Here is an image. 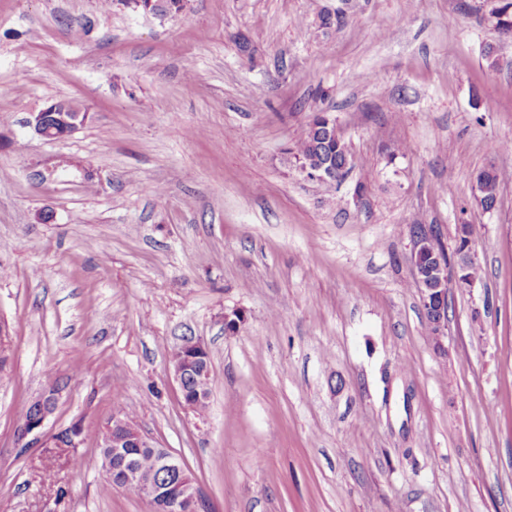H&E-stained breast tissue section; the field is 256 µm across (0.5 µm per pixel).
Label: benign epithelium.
Returning a JSON list of instances; mask_svg holds the SVG:
<instances>
[{
  "mask_svg": "<svg viewBox=\"0 0 512 512\" xmlns=\"http://www.w3.org/2000/svg\"><path fill=\"white\" fill-rule=\"evenodd\" d=\"M90 118L89 112L82 111L65 101H55L37 112L30 113L27 124L38 135L49 141H57L72 136L84 127ZM412 243L411 266L419 285L422 303L431 310V341L437 351L445 353L448 351L445 346L448 311L444 310L440 301L448 296V284L452 279L461 287L473 286L474 280L467 277L469 268L475 263L472 240H467L465 247L456 251L457 260L452 268L449 267L448 261L442 259L440 248L432 234H415ZM429 247L433 248L436 257L435 262L426 267L420 264L419 255ZM178 349L182 355L171 359L173 373L181 387L184 404L190 409L195 408L204 400V393L198 388L190 394L184 390V384L190 375L199 381L211 376L210 354L204 343L193 337L182 340ZM55 406V393L51 391L29 401L31 416L22 422L18 430L19 439L25 442V446L43 443V428L53 414ZM152 447V440L142 434L124 414L112 415V463L103 465L106 478L119 475L123 488L144 495L154 512L159 508L166 512H201L204 501L193 481L190 480L181 486L179 494L172 498L160 483L152 478L144 479L141 472L123 453L125 448ZM157 469L162 473H186L184 463L163 448L157 454Z\"/></svg>",
  "mask_w": 512,
  "mask_h": 512,
  "instance_id": "1",
  "label": "benign epithelium"
}]
</instances>
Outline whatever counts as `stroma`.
<instances>
[{"instance_id": "obj_1", "label": "stroma", "mask_w": 512, "mask_h": 512, "mask_svg": "<svg viewBox=\"0 0 512 512\" xmlns=\"http://www.w3.org/2000/svg\"><path fill=\"white\" fill-rule=\"evenodd\" d=\"M489 8L0 0V512H151L101 490L120 410L212 512H512V45ZM60 100L92 119L50 142L26 120ZM320 110L355 159L330 190L288 154ZM463 222L482 273L449 284L440 354L411 227L451 256ZM185 336L211 354L200 416L171 370ZM54 386L44 432L79 445L20 447ZM500 181L501 173L494 165H487L478 172L476 176L475 200L482 210L487 211L494 207L495 204L497 205ZM486 205L489 207L487 208ZM54 392L50 390L44 392L37 397H34L29 401V407L26 405L23 409L22 419H26L31 416L28 420H24L19 427L18 436L21 441L25 440L29 436L32 438L27 441L24 446L29 447L36 443H43L44 433L43 428L46 421L53 414L56 406V397Z\"/></svg>"}]
</instances>
